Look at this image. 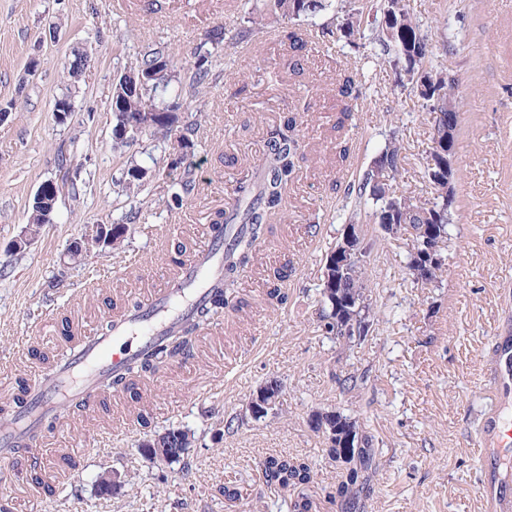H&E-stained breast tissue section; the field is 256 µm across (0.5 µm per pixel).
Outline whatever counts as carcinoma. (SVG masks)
<instances>
[{"label": "carcinoma", "instance_id": "cac0c4a2", "mask_svg": "<svg viewBox=\"0 0 512 512\" xmlns=\"http://www.w3.org/2000/svg\"><path fill=\"white\" fill-rule=\"evenodd\" d=\"M266 13L250 16L247 25L237 32L240 41H249L256 31L267 28L272 23L296 22L317 16L332 6V0H266ZM375 26V40L381 47L385 62L395 70L409 75L412 88L426 104L431 116L435 134L448 132V102L459 105L455 90L448 82L447 73L430 65L433 51L431 43L424 35L419 24L411 16L405 0H390L385 5ZM363 11L350 4L345 7L342 20L337 26L340 37L348 38L363 35ZM225 31L210 30L196 46L194 62L189 76V85L198 95L208 88L211 80L214 49L224 42ZM164 71L162 85H140L128 87L129 76H139L151 70ZM185 69L183 60L174 53L162 50L148 51L140 55L138 63L121 72L112 84V127L128 126L139 129L133 138H112L116 148L130 147L139 141L161 142L168 155L178 154V160L170 167L182 169L183 176L176 183L169 204L179 207L194 194L196 184L190 177L191 157L194 155L195 142L192 139L193 128L188 125L177 140H172V132L180 117L176 107L165 103L164 97L172 83L180 82L181 72ZM336 97L341 103L337 128L353 119L358 101L362 96V84L357 74L340 69L336 73ZM301 151V136L297 117H283L280 124L268 134L267 153L263 164L255 175L239 182L236 188L238 207L231 215L218 213L214 219L217 236H223L226 225L239 222L246 228L230 237L225 254L224 272L232 273L230 285H235L241 273L257 258V247L265 235L266 226L271 217L282 209L288 185L294 179L295 159ZM401 148L397 141L390 142L382 154L381 163L388 166L391 177L401 167ZM155 170L134 164L123 172L118 185L125 192L138 194L154 179ZM436 197L432 205L422 207L414 204L410 198L397 193L393 184H388V192H383L373 184V172H367L359 195L368 196L376 205L374 219L380 223L386 218L395 217L406 224H440L443 232H448V182L429 180ZM44 207L32 202L29 204L28 220L25 231L31 239H36L43 227ZM288 277V268L282 267L271 274L270 298L279 303L288 300L281 292L278 283ZM321 296L324 304L322 320L329 326L328 334L336 335V328L362 315L363 309L373 304L372 289L368 284V272L356 271L348 274L339 283H330L322 279ZM223 290L211 293L204 305L185 321L181 333L189 335L211 320L217 309L223 306ZM168 345H159L143 356L132 373L138 377L151 374L150 361L163 353ZM318 423L313 428L334 426L348 428L360 434L361 444L352 449L350 457L342 459L335 453L332 462L342 470L341 480L337 482L340 500L336 503V512H365L366 502L370 499L374 481L379 471V453L375 448L373 436L366 433L359 421L337 410H319L312 415ZM193 435L180 427H169L156 432L148 442L150 448H162L169 454L168 464L184 460L187 448L192 446ZM265 481L275 490L288 497L289 512H318V504L308 493L314 482L311 466L302 459L286 454L270 455L263 461Z\"/></svg>", "mask_w": 512, "mask_h": 512}]
</instances>
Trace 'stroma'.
Segmentation results:
<instances>
[{
	"label": "stroma",
	"instance_id": "stroma-1",
	"mask_svg": "<svg viewBox=\"0 0 512 512\" xmlns=\"http://www.w3.org/2000/svg\"><path fill=\"white\" fill-rule=\"evenodd\" d=\"M245 0H0V404L19 380L35 384L41 356L56 357L68 337L95 334L125 296L147 299L164 287L178 259L210 240L217 213L235 207L239 179L262 162L267 133L286 112L299 113L302 159L282 211L274 215L255 263L234 287L243 307L202 327L194 358L172 361L145 400L150 429L134 425L127 391L109 393L108 414L70 408L41 438L64 449L73 467L56 466V493L39 494L30 458L0 459V506L6 512H286L263 482L260 466L276 453L311 464L320 512H336L327 494L338 479L310 417L337 409L370 431L382 470L368 512H486L474 445L490 388L484 354L512 317V0H408L433 46V66L447 73L462 115L452 155L454 177L438 281L413 278L410 233L385 235L372 201L357 187L391 140L404 160L397 185L417 205L434 195L424 174L432 147L430 115L410 83L383 60L373 31L349 43L331 32V13L301 20L307 45L292 55L284 28L234 40ZM227 33L213 83L200 101L173 85L181 117L200 128L194 195L168 205L179 173L163 148L112 142V83L138 54L165 48L191 59L206 31ZM89 57L77 84L62 73L75 50ZM297 68H290V61ZM358 71L363 95L352 124L334 126L340 106L330 85L337 66ZM71 92L74 111L58 123L52 108ZM353 149L339 158L340 138ZM86 169L90 184L72 197L57 168L60 152ZM141 164L157 176L139 198L115 185ZM59 184L50 224L24 254L11 244L27 222L35 192ZM127 224L115 252L91 251L63 270L67 249L88 224ZM361 225L375 305L374 331L342 347L323 329L325 259L345 225ZM287 266L286 304L267 295L268 277ZM358 373L359 391L343 394L338 374ZM275 385L281 410L250 419L256 391ZM241 423L224 430L227 419ZM179 426L194 435L185 465L149 466L139 445L151 432ZM118 478L107 495L105 473ZM241 495L228 501L220 486Z\"/></svg>",
	"mask_w": 512,
	"mask_h": 512
}]
</instances>
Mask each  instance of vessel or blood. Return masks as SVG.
<instances>
[{
	"instance_id": "b4317fda",
	"label": "vessel or blood",
	"mask_w": 512,
	"mask_h": 512,
	"mask_svg": "<svg viewBox=\"0 0 512 512\" xmlns=\"http://www.w3.org/2000/svg\"><path fill=\"white\" fill-rule=\"evenodd\" d=\"M223 258V242L210 241L193 251L172 285L155 291L138 307L126 305L114 311L110 330L88 337L80 352L59 365L50 384L33 395L30 409L10 430L0 432V453H16L20 436L32 430L40 417L58 419L63 405L75 402L92 408L105 377L161 342L204 301L210 286L222 276ZM491 365L497 387L487 397L476 441L484 472L482 494L489 512H512V467L506 464L512 455V338L496 337Z\"/></svg>"
}]
</instances>
